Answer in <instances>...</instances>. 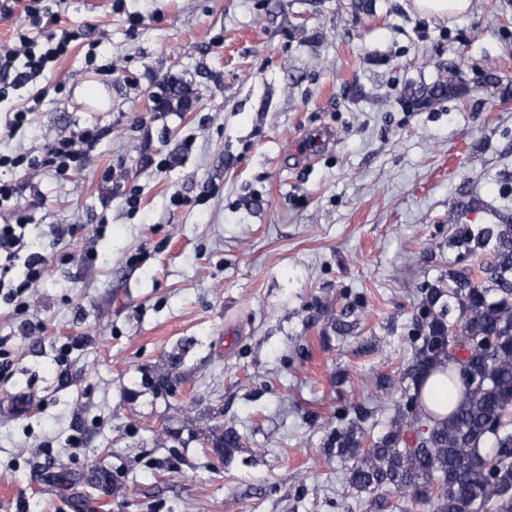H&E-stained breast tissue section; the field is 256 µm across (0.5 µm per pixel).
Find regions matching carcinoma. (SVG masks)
<instances>
[{"instance_id":"carcinoma-1","label":"carcinoma","mask_w":512,"mask_h":512,"mask_svg":"<svg viewBox=\"0 0 512 512\" xmlns=\"http://www.w3.org/2000/svg\"><path fill=\"white\" fill-rule=\"evenodd\" d=\"M421 90V100L461 96L451 78ZM472 202L461 201L448 212L456 226L448 248L486 251L489 261L448 270V286H428L422 316L412 332V362L395 380L375 377L383 391L410 381L406 397L385 435L363 446L360 409L336 429L328 456L345 464L346 481L358 492L393 488L434 512H512V213L496 224H462ZM439 372L457 388L458 404L442 415L429 409L421 388ZM420 426L428 433L409 442ZM216 447L230 458L240 435L224 430Z\"/></svg>"}]
</instances>
